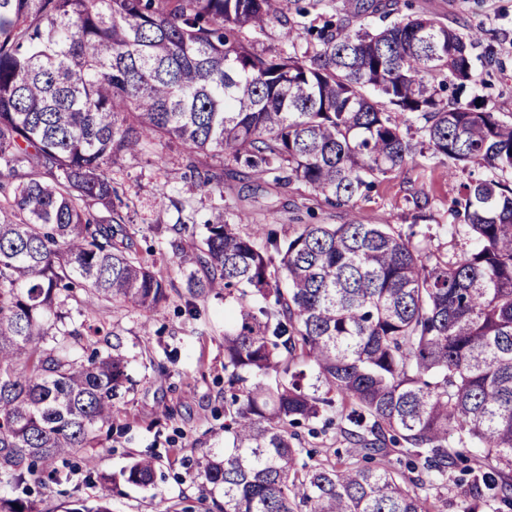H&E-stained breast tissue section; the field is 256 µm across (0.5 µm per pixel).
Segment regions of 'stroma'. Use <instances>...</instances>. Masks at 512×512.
Returning <instances> with one entry per match:
<instances>
[{
  "instance_id": "stroma-1",
  "label": "stroma",
  "mask_w": 512,
  "mask_h": 512,
  "mask_svg": "<svg viewBox=\"0 0 512 512\" xmlns=\"http://www.w3.org/2000/svg\"><path fill=\"white\" fill-rule=\"evenodd\" d=\"M402 13L424 15L462 30H481L483 44L496 59L493 67L478 69L484 86L480 93L488 109L503 120L512 119V0H398ZM166 167H157L154 150L120 163L116 176L120 195L130 204L134 241L139 249L161 250L154 225L178 223L179 215L190 216L181 238L186 249L199 244L206 222L216 212L208 196L189 193L185 151L175 144L167 148ZM465 173L449 177L438 161L416 159L400 173L379 183L353 210L330 206L324 196L295 182L273 188L245 176L225 178L224 198L230 206L243 209L251 223H274L287 230L297 219L315 213L321 224H412L430 226L432 250L455 251L456 245L443 227L451 223L452 201L458 195ZM173 203L159 207L161 197ZM425 196L427 208L415 211L411 199ZM186 204L177 212L175 201ZM194 301L200 315L189 318L187 301ZM224 300L212 295L190 298L172 295L163 313L152 322L133 308L102 307L96 313L117 334L129 359L128 372L135 386L115 403L112 425L104 429L102 444L80 448L56 461L50 477L31 486L29 497L39 512H74L95 506L97 475L118 476L136 459L156 462L155 482L140 487L121 482L112 489L111 512H206L203 478L205 454L224 449V401L232 390L224 372ZM298 434L305 451L300 462L307 466L333 463L350 443L337 426L309 435L306 427ZM94 468H87V458Z\"/></svg>"
}]
</instances>
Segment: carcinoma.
Masks as SVG:
<instances>
[{"label":"carcinoma","mask_w":512,"mask_h":512,"mask_svg":"<svg viewBox=\"0 0 512 512\" xmlns=\"http://www.w3.org/2000/svg\"><path fill=\"white\" fill-rule=\"evenodd\" d=\"M322 2L0 0V479L39 483L112 425L133 381L95 306L137 309L147 327L176 291L126 227L120 160L177 142L352 209L419 155L469 174L451 256L429 248L428 226L294 224L281 238L242 232V211L205 224L191 252L167 239L192 296L237 303L228 385L256 378L228 403L224 454L205 458L208 512H433L416 487L450 469L474 474L464 512H512V121L477 103L476 61L492 52L396 7L371 29V0L316 25ZM272 26L288 48L256 51ZM187 168L224 210V180ZM101 342L104 355L71 354ZM329 410L354 453L299 467L290 428ZM395 450L417 478L391 466ZM154 473L142 458L122 477L149 486ZM114 481L100 475L96 507L70 512H110ZM0 512L38 510L17 496Z\"/></svg>","instance_id":"cac0c4a2"}]
</instances>
